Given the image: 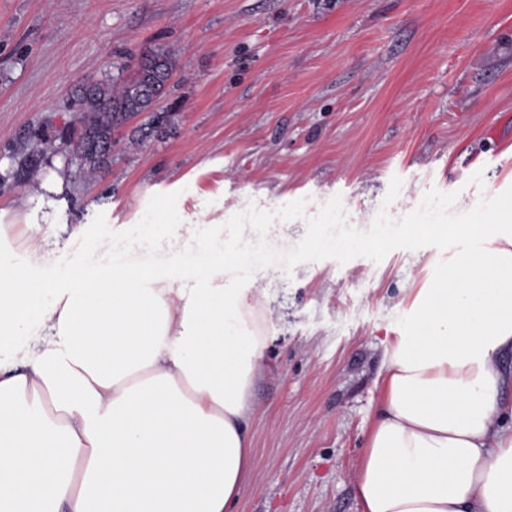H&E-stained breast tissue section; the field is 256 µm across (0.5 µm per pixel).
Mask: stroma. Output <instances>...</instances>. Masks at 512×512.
<instances>
[{
	"label": "stroma",
	"instance_id": "1",
	"mask_svg": "<svg viewBox=\"0 0 512 512\" xmlns=\"http://www.w3.org/2000/svg\"><path fill=\"white\" fill-rule=\"evenodd\" d=\"M163 46L165 133L116 130L93 183L31 131L79 127L84 78ZM62 167L68 197L41 202ZM512 188V0H0V201L26 202L42 274L162 268L178 224H260L267 290L254 469L236 512H359L384 341L448 256L407 224H464ZM387 232L388 243L366 248ZM356 238L338 255L314 235Z\"/></svg>",
	"mask_w": 512,
	"mask_h": 512
}]
</instances>
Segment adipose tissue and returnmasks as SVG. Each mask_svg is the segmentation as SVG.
Here are the masks:
<instances>
[{
  "label": "adipose tissue",
  "instance_id": "1",
  "mask_svg": "<svg viewBox=\"0 0 512 512\" xmlns=\"http://www.w3.org/2000/svg\"><path fill=\"white\" fill-rule=\"evenodd\" d=\"M499 198L467 224L404 227L447 240L448 260L385 342L361 512H512V192ZM256 230L212 224L223 253L53 280L22 205L0 206V512H234L271 318L231 276Z\"/></svg>",
  "mask_w": 512,
  "mask_h": 512
}]
</instances>
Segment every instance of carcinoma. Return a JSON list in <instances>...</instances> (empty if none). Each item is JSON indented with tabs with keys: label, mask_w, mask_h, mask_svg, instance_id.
<instances>
[{
	"label": "carcinoma",
	"mask_w": 512,
	"mask_h": 512,
	"mask_svg": "<svg viewBox=\"0 0 512 512\" xmlns=\"http://www.w3.org/2000/svg\"><path fill=\"white\" fill-rule=\"evenodd\" d=\"M176 61L173 54L163 47L146 51L138 61L136 76L127 81L102 79L92 81L91 91H76L75 102L82 112L79 135L68 133V138L60 141L62 147H73L81 151L80 171L89 176L111 164L102 155L86 146V137L93 134L98 143L108 141L112 132L128 123L141 112H153L148 122L132 131V137L142 141L159 133L173 116L171 112L152 111V107L166 93Z\"/></svg>",
	"instance_id": "1"
}]
</instances>
